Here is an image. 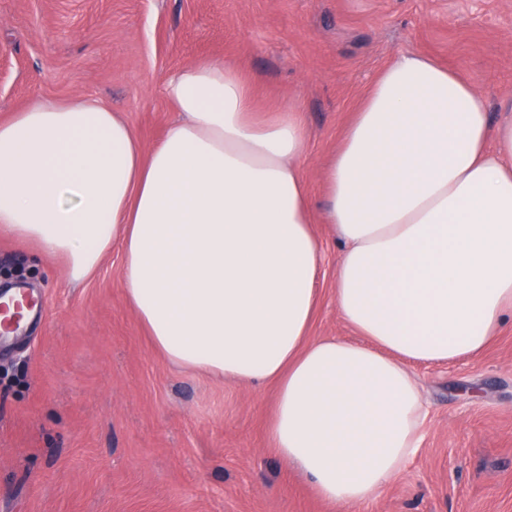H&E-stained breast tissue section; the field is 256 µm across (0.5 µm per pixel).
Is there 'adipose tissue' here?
I'll list each match as a JSON object with an SVG mask.
<instances>
[{
  "mask_svg": "<svg viewBox=\"0 0 512 512\" xmlns=\"http://www.w3.org/2000/svg\"><path fill=\"white\" fill-rule=\"evenodd\" d=\"M179 114L143 149L94 97L0 122V233L86 280L111 253L170 364L272 383L277 455L343 512L378 501L423 439L410 370L480 355L512 313V115L420 53L372 84L334 157L326 214L341 244L336 306L361 335L308 340L322 253L288 113L254 121L232 67L171 72Z\"/></svg>",
  "mask_w": 512,
  "mask_h": 512,
  "instance_id": "obj_1",
  "label": "adipose tissue"
}]
</instances>
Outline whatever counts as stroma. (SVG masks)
Instances as JSON below:
<instances>
[{
	"label": "stroma",
	"instance_id": "35a3bbf8",
	"mask_svg": "<svg viewBox=\"0 0 512 512\" xmlns=\"http://www.w3.org/2000/svg\"><path fill=\"white\" fill-rule=\"evenodd\" d=\"M421 52L512 103V0H0V120L92 95L143 146L176 117L166 76L204 61L255 89L259 119L299 111L323 253L311 337L359 341L336 307L341 255L329 164L371 84ZM112 252L80 285L62 257L0 234V292L42 316L0 348V512H341L280 459L275 388L216 380L156 354ZM428 405L403 474L360 512H512V322L475 359L418 364Z\"/></svg>",
	"mask_w": 512,
	"mask_h": 512
}]
</instances>
